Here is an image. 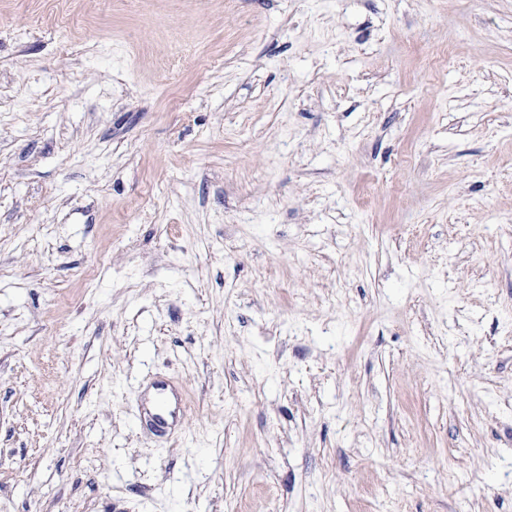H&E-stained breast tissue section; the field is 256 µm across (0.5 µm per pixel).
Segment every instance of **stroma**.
I'll list each match as a JSON object with an SVG mask.
<instances>
[{"label":"stroma","mask_w":512,"mask_h":512,"mask_svg":"<svg viewBox=\"0 0 512 512\" xmlns=\"http://www.w3.org/2000/svg\"><path fill=\"white\" fill-rule=\"evenodd\" d=\"M0 512H512V0H0Z\"/></svg>","instance_id":"1"}]
</instances>
